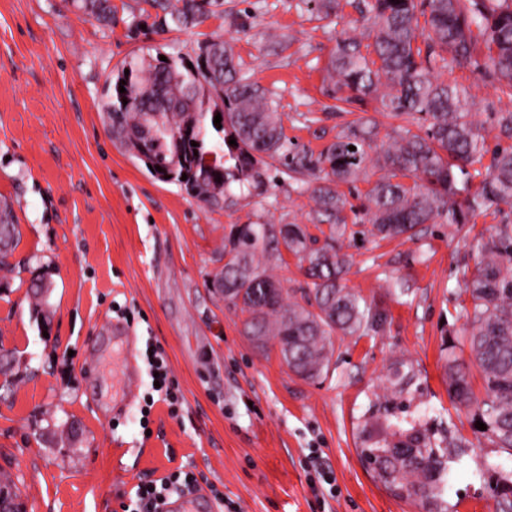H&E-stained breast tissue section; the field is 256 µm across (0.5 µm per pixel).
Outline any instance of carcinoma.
Returning a JSON list of instances; mask_svg holds the SVG:
<instances>
[{
  "mask_svg": "<svg viewBox=\"0 0 512 512\" xmlns=\"http://www.w3.org/2000/svg\"><path fill=\"white\" fill-rule=\"evenodd\" d=\"M71 2L101 26H112L111 0ZM150 5L160 10L154 25L163 32L171 23L204 22L223 0ZM364 18L373 42L348 34L337 41L326 68L329 96L347 105L375 100L401 120L381 145L378 126L365 118L348 123L318 153L289 142L274 99L243 73L221 38L201 43L191 68L172 56L124 62L109 80L104 105L103 122L119 148L134 159L131 147L143 143L148 172L154 176L161 167L167 182L205 207L221 209L237 191L265 197L267 170L275 162L311 187L310 221L328 225L323 245L301 225L277 224L262 212L257 221L231 230L224 244L228 261L213 280L215 288L231 289L224 301L244 316L246 334L288 349V366L304 380L328 372L333 337L377 333L386 319L342 284L350 259L337 244L355 232L349 231L350 203L339 185L364 179L370 166L381 171L362 217L370 236L380 240L410 239L422 224H465L476 212L512 210V144L489 150L485 128L474 120L471 93L435 77L443 69L476 71L512 99V0H369ZM147 115L159 134L153 142L144 136ZM492 116L497 139L512 140V110ZM232 139L236 144H229ZM489 152L490 164L473 191L468 167ZM19 240L12 205L1 199L0 264ZM285 250L306 263V287L292 293L272 274ZM472 250L478 254L474 267L459 268L470 299L465 328L445 347L448 395L486 425L481 434L494 447L512 457V223L505 220L476 238ZM474 369L483 383L480 398L472 388ZM414 378L405 362L389 369L388 394L370 405L360 429V455L387 491L419 512H452L444 497L448 449L426 428L402 427L397 413V399L410 393ZM486 472L498 489L495 512H512V472L494 463Z\"/></svg>",
  "mask_w": 512,
  "mask_h": 512,
  "instance_id": "cac0c4a2",
  "label": "carcinoma"
}]
</instances>
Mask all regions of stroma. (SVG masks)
<instances>
[{"mask_svg": "<svg viewBox=\"0 0 512 512\" xmlns=\"http://www.w3.org/2000/svg\"><path fill=\"white\" fill-rule=\"evenodd\" d=\"M366 0H341L323 19L302 0H224L188 29L156 31L147 0H112L102 28L66 0H0V199L13 206L20 242L0 265V474L10 476L30 512H123L139 484L180 469L194 473L221 512H418L391 495L360 458L359 432L388 367L413 362L421 395H404L408 417L467 454L445 494L455 512H494L495 483L485 461L504 470L466 411L448 398L443 344L465 325L469 302L458 267L474 262V235L500 216L465 224H426L412 240L346 237L353 257L347 288L387 315L379 333L336 341L330 369L314 381L292 375L277 347L262 352L241 331L212 281L224 265L232 225L268 208L276 222L308 225L314 202L271 167L264 203L236 195L208 209L178 185L153 178L124 154L102 120L113 70L134 56L194 60L202 42H229L243 71L278 104L289 141L321 151L346 123L396 126L378 102L337 108L325 68L336 40L361 32ZM143 28L130 36L128 25ZM474 96L476 119L512 109V99L469 70L440 71ZM406 280L411 293L389 294ZM48 284L34 298L32 283ZM126 326L139 369L123 404L125 374L107 334ZM162 349L184 397L178 418L154 405L146 351ZM123 411H116V404ZM323 462L335 483L319 482Z\"/></svg>", "mask_w": 512, "mask_h": 512, "instance_id": "1", "label": "stroma"}]
</instances>
